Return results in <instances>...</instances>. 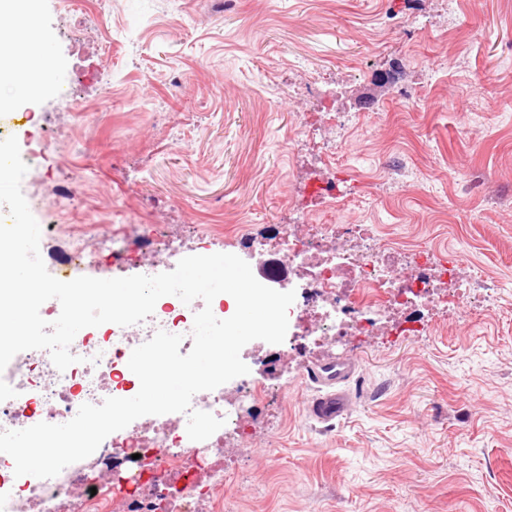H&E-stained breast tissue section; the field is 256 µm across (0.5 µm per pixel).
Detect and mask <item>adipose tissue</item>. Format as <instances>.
<instances>
[{"label": "adipose tissue", "mask_w": 512, "mask_h": 512, "mask_svg": "<svg viewBox=\"0 0 512 512\" xmlns=\"http://www.w3.org/2000/svg\"><path fill=\"white\" fill-rule=\"evenodd\" d=\"M37 15V0H0V87L11 92L0 96V112L10 111L17 100L34 96L47 81L61 72L51 43L35 31H28L24 57L10 51L13 35L23 20Z\"/></svg>", "instance_id": "1"}]
</instances>
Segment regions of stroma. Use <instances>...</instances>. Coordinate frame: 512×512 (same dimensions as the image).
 Returning a JSON list of instances; mask_svg holds the SVG:
<instances>
[{"mask_svg":"<svg viewBox=\"0 0 512 512\" xmlns=\"http://www.w3.org/2000/svg\"><path fill=\"white\" fill-rule=\"evenodd\" d=\"M63 77L23 102L28 152H57L21 189L41 200L46 266L69 225L209 227L225 243L297 222L289 201L316 163L291 147L299 112L335 92L329 137L365 199L326 221L371 224L439 264L463 258L492 308L436 314L431 335L392 336L349 357L354 402L309 418L308 366L225 479L235 512H512V0H39ZM323 73L312 84L313 73ZM309 89L308 101L289 87ZM95 113L70 111L67 88ZM80 175L75 197L58 186Z\"/></svg>","mask_w":512,"mask_h":512,"instance_id":"obj_1","label":"stroma"}]
</instances>
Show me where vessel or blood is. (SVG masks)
Masks as SVG:
<instances>
[{
  "label": "vessel or blood",
  "instance_id": "obj_1",
  "mask_svg": "<svg viewBox=\"0 0 512 512\" xmlns=\"http://www.w3.org/2000/svg\"><path fill=\"white\" fill-rule=\"evenodd\" d=\"M354 372V362L344 358L323 362L311 369V378L321 387L308 405V412L315 421L330 423L348 411L351 396L345 385Z\"/></svg>",
  "mask_w": 512,
  "mask_h": 512
}]
</instances>
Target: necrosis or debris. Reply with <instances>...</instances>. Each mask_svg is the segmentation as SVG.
Masks as SVG:
<instances>
[{
	"instance_id": "obj_1",
	"label": "necrosis or debris",
	"mask_w": 512,
	"mask_h": 512,
	"mask_svg": "<svg viewBox=\"0 0 512 512\" xmlns=\"http://www.w3.org/2000/svg\"><path fill=\"white\" fill-rule=\"evenodd\" d=\"M336 165L321 160L310 177L302 204L310 209L323 198L343 207L352 197L339 187ZM136 225L87 223L62 255L78 269L93 264L99 253L110 256L114 275L130 269L152 274L159 256L178 257L182 242L175 237L143 234L136 250L127 241ZM256 278L277 291L296 289L288 310L293 330L286 346L256 349L255 379L230 388L194 395L192 409L222 418L223 426L209 439L190 440L184 413L149 415L138 427L110 434L95 461L76 462L28 495L0 500V512H224V461L250 427L261 423L279 390L278 370L312 348H332L358 336H384L396 326L418 331L416 317L429 308L469 312L480 284L465 262L438 267L429 253L405 257L403 247L377 235L368 224L278 225L275 234L257 244ZM203 300L183 303L174 296L156 304L152 316L121 329L104 324L101 335L74 338L70 352L79 363L58 370L48 351L31 350L15 359L13 396L0 400V431L18 430L39 422L63 424L84 403L102 404L125 397L118 359L130 356L160 330L182 335L180 354L193 345V319Z\"/></svg>"
}]
</instances>
